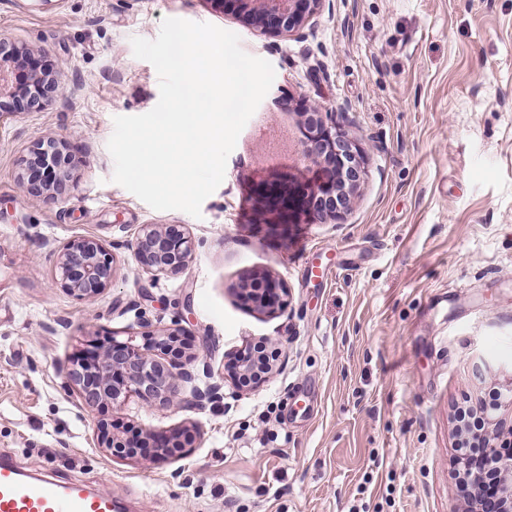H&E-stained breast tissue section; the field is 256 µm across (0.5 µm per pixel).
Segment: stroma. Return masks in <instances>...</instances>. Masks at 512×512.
<instances>
[{"instance_id": "35a3bbf8", "label": "stroma", "mask_w": 512, "mask_h": 512, "mask_svg": "<svg viewBox=\"0 0 512 512\" xmlns=\"http://www.w3.org/2000/svg\"><path fill=\"white\" fill-rule=\"evenodd\" d=\"M167 18L236 33L274 82L200 217L152 209L112 180L113 119L159 100L131 40ZM0 36L59 77L42 109L0 121V454L24 472L125 500L129 512H464L458 409L512 384V0H322L290 37L247 27L214 0H0ZM337 112L365 173L351 208L281 224L256 190L322 172L296 142L301 106ZM67 141L63 200L19 186L21 160ZM145 224L183 225L176 275L134 257ZM92 236L111 284L80 300L56 252ZM270 273L287 307L246 309L239 281ZM179 328L198 359L182 405L83 404L73 357L107 333ZM281 367L251 392L224 380L245 343ZM219 385L197 409L196 391ZM199 429L182 459L145 464L99 448L96 425Z\"/></svg>"}]
</instances>
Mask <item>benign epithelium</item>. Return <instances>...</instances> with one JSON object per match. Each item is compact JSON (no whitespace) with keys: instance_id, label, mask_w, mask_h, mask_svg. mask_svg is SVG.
I'll use <instances>...</instances> for the list:
<instances>
[{"instance_id":"benign-epithelium-1","label":"benign epithelium","mask_w":512,"mask_h":512,"mask_svg":"<svg viewBox=\"0 0 512 512\" xmlns=\"http://www.w3.org/2000/svg\"><path fill=\"white\" fill-rule=\"evenodd\" d=\"M237 4L238 18L264 33L290 36L298 32L319 8L322 0H209ZM58 91L57 79L46 73L32 51L0 38V118L43 107ZM298 145L301 156L319 167L325 176L306 186L288 189V195L269 188L258 192L266 206L279 213L285 224H323L349 210L354 191L363 179L358 145L339 132L334 113L313 104L301 113ZM66 156L58 143H36L21 160L20 186L34 197L57 202L63 198L69 174ZM140 268L156 276L181 271L192 254V243L181 224H147L138 233L134 248ZM59 283L79 299L99 295L112 282L113 258L95 237H83L65 244L57 253ZM239 299L245 306L274 314L286 306V288L269 275L253 276L239 285ZM176 331L147 333L145 343L119 341L114 336L100 347L88 350L66 371L87 406L111 402L124 404L136 396L147 402L172 405L181 402L179 382L193 379L191 362L176 363L151 357L149 350L174 352ZM276 369L275 360L242 346L225 364L224 378L240 392L257 389ZM198 430L185 425L165 433L151 429L122 439L109 424H97V442L124 458L152 462L174 460L194 447ZM485 453L497 460L498 496L486 497V475L481 468L462 463L468 512H512V455L502 456L491 437L485 439Z\"/></svg>"}]
</instances>
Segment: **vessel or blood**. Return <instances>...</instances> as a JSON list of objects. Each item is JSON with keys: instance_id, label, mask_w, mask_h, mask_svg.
<instances>
[{"instance_id": "b4317fda", "label": "vessel or blood", "mask_w": 512, "mask_h": 512, "mask_svg": "<svg viewBox=\"0 0 512 512\" xmlns=\"http://www.w3.org/2000/svg\"><path fill=\"white\" fill-rule=\"evenodd\" d=\"M0 512H117V505L75 483L25 475L0 457Z\"/></svg>"}]
</instances>
